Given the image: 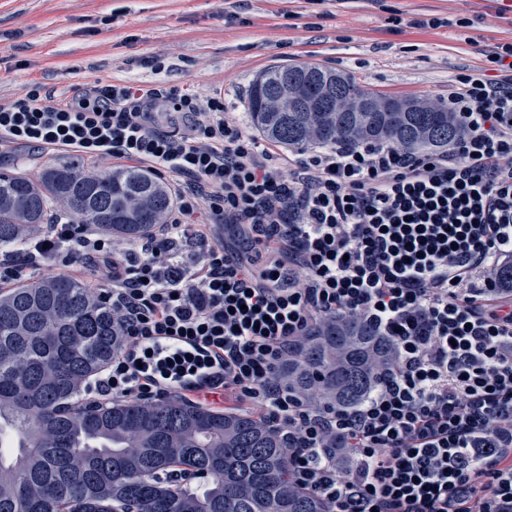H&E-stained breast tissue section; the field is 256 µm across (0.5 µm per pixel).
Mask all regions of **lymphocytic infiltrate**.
<instances>
[{
    "label": "lymphocytic infiltrate",
    "mask_w": 512,
    "mask_h": 512,
    "mask_svg": "<svg viewBox=\"0 0 512 512\" xmlns=\"http://www.w3.org/2000/svg\"><path fill=\"white\" fill-rule=\"evenodd\" d=\"M466 134L445 151L336 142L281 154L226 119L221 94L152 82L0 104V157L72 148L175 177L176 204L121 248L70 224L26 238L0 279L64 252L127 339L89 391L107 401L186 392L253 402L289 449L290 480L328 512H512V289L472 280L512 258V42L456 75ZM204 246L195 268L170 265ZM348 314L396 366L346 413L277 372L307 330ZM189 349L156 362L159 339ZM344 437L356 464L325 452Z\"/></svg>",
    "instance_id": "obj_1"
}]
</instances>
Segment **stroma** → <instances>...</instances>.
Here are the masks:
<instances>
[{
    "mask_svg": "<svg viewBox=\"0 0 512 512\" xmlns=\"http://www.w3.org/2000/svg\"><path fill=\"white\" fill-rule=\"evenodd\" d=\"M472 18L471 28L390 30L391 17ZM512 41L496 0H0V100L32 89L70 98L88 86L141 81L222 92L230 119L248 111L250 84L277 65L334 69L381 94L447 101L459 67ZM164 64L161 73L148 60ZM25 171L112 158L19 149ZM17 157L0 158V172Z\"/></svg>",
    "mask_w": 512,
    "mask_h": 512,
    "instance_id": "obj_1",
    "label": "stroma"
}]
</instances>
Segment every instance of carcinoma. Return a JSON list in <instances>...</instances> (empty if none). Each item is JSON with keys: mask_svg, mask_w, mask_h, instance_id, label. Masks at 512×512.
Instances as JSON below:
<instances>
[{"mask_svg": "<svg viewBox=\"0 0 512 512\" xmlns=\"http://www.w3.org/2000/svg\"><path fill=\"white\" fill-rule=\"evenodd\" d=\"M330 69L284 65L250 86L248 111L267 140L288 147L386 141L406 151L446 149L465 125L442 103L420 112H276L269 92ZM173 205L168 182L139 166L45 167L37 179L0 173V249L15 253L40 224L62 217L130 242L152 236ZM124 336L94 289L64 275L0 287V421L17 446L0 453V512H326L289 480L288 447L250 414L215 412L181 398L86 402L87 384ZM395 368L391 342L364 320L311 327L278 371L297 396L343 412ZM206 475L197 489L177 477Z\"/></svg>", "mask_w": 512, "mask_h": 512, "instance_id": "carcinoma-1", "label": "carcinoma"}]
</instances>
